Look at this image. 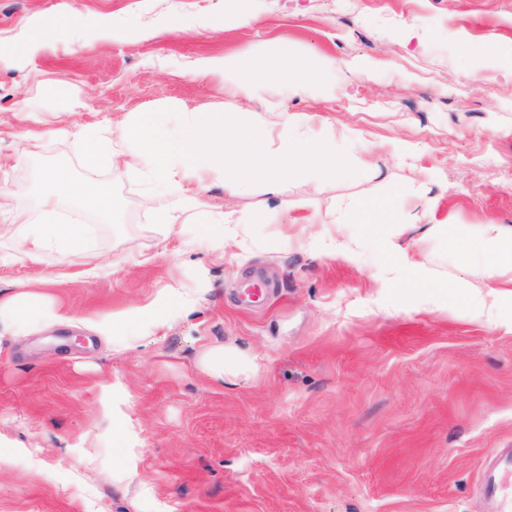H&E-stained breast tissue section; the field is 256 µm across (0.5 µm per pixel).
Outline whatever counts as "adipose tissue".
Masks as SVG:
<instances>
[{"mask_svg": "<svg viewBox=\"0 0 512 512\" xmlns=\"http://www.w3.org/2000/svg\"><path fill=\"white\" fill-rule=\"evenodd\" d=\"M329 66L326 60L315 65L288 54L282 55L273 67L257 55L202 58L193 67L194 75L221 78L233 72L242 76L243 83L238 88L242 104L211 113L205 119L193 109H184L175 135L169 132L162 112L141 116L130 126L94 125L74 132L65 127L61 133L75 136L87 168L103 162L114 166L144 165L152 182L171 196L169 207L158 216L160 223L174 224L183 216L200 215L203 236L221 246L227 241L224 228L233 223L234 217L204 210L196 187L207 176H217L232 192L245 190L258 180L267 193L276 195L289 174H306L325 181L347 175L351 162L337 152L335 138L311 142L299 136L298 130L306 120L304 114L285 116L272 109L262 113L252 106L269 85L300 89L317 82ZM40 201L44 222L22 224L9 231L26 258L36 265L45 264L53 254L88 250L91 225L76 218H58L59 203L69 201L80 209L103 215L112 212V198L101 186L74 179L59 168L43 173ZM472 241V248L463 250V257L474 252L489 255V262L481 268L483 280L491 288L508 285L507 296L512 299V224L474 232ZM52 282L49 276L38 285L22 282L14 292L0 297V325L23 336L35 325L62 320V313L45 291ZM194 305L192 298L171 288L160 300L114 316L97 331L118 345L132 348L140 337L166 328L173 314L191 312Z\"/></svg>", "mask_w": 512, "mask_h": 512, "instance_id": "1", "label": "adipose tissue"}]
</instances>
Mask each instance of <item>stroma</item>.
Masks as SVG:
<instances>
[{
  "mask_svg": "<svg viewBox=\"0 0 512 512\" xmlns=\"http://www.w3.org/2000/svg\"><path fill=\"white\" fill-rule=\"evenodd\" d=\"M243 8L250 24H231ZM51 23L56 41L20 54ZM288 52L333 59V92L274 83L265 101L305 114L307 139L335 136L357 169L288 176L276 198L258 181L233 195L211 179L207 210L242 220L225 249L155 223L171 198L143 168H86L55 133L162 109L175 128L179 107L230 109L236 82L194 77L197 59ZM60 81L75 111L60 110ZM24 103L40 123L21 119ZM53 166L111 193V220L82 219L96 228L89 254L113 267L89 280L86 256L36 266L0 238L15 255L0 294L54 274L67 316L0 335V512H489L477 485L487 450L512 448V331L444 288L480 282L460 259L469 232L512 224V0H0L11 215L41 220ZM372 196L389 201L378 238L350 207ZM422 197L440 236L406 226ZM343 241L350 253L328 254ZM170 285L196 307L139 348L88 329ZM214 346L247 373L215 383L199 364Z\"/></svg>",
  "mask_w": 512,
  "mask_h": 512,
  "instance_id": "1",
  "label": "stroma"
}]
</instances>
